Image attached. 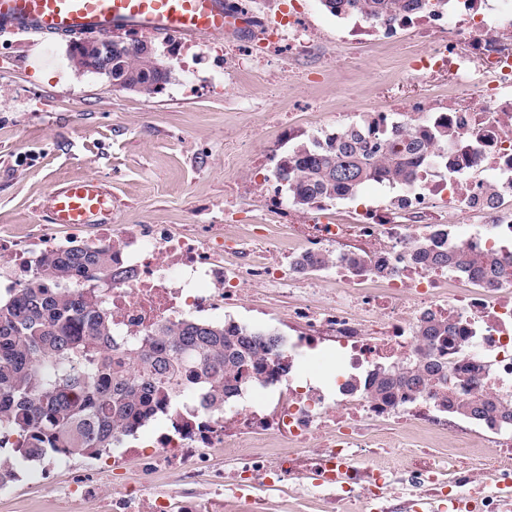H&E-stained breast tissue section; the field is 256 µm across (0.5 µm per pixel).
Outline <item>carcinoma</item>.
I'll use <instances>...</instances> for the list:
<instances>
[{"instance_id": "carcinoma-1", "label": "carcinoma", "mask_w": 512, "mask_h": 512, "mask_svg": "<svg viewBox=\"0 0 512 512\" xmlns=\"http://www.w3.org/2000/svg\"><path fill=\"white\" fill-rule=\"evenodd\" d=\"M333 15H359L375 23L399 21L447 0H322ZM171 79L145 46L112 44V86L146 98ZM448 123L426 129L401 125L381 128L379 115L362 114L328 136L302 145L282 160L277 178L297 206L354 197L370 182L392 186L411 183L431 148L452 140ZM430 267H460L491 277L499 272L494 257L461 250H426ZM112 267L110 246H67L31 260V285L0 294V484L17 479L16 466L42 464L61 456L96 458L118 448L158 416H173L183 395L192 393L205 410H219L235 396L243 372L266 373L270 355L277 370L288 373L279 337L241 326L184 318L162 325L142 339L128 357L112 348V324L97 290L88 283L121 278ZM425 339L448 343V323L433 317L420 329ZM405 362L386 379L376 372L370 398L385 402L395 390L422 392L426 387L448 402L444 369L417 374ZM453 413L495 427L512 419V408L485 396L453 404Z\"/></svg>"}]
</instances>
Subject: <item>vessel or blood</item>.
I'll use <instances>...</instances> for the list:
<instances>
[{
  "instance_id": "obj_1",
  "label": "vessel or blood",
  "mask_w": 512,
  "mask_h": 512,
  "mask_svg": "<svg viewBox=\"0 0 512 512\" xmlns=\"http://www.w3.org/2000/svg\"><path fill=\"white\" fill-rule=\"evenodd\" d=\"M246 15L224 0H0V32L104 35L136 30L157 37L197 40L246 29ZM117 202L110 186L93 177L58 183L41 204L51 223L107 224Z\"/></svg>"
}]
</instances>
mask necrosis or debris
I'll list each match as a JSON object with an SVG mask.
<instances>
[{"instance_id":"1","label":"necrosis or debris","mask_w":512,"mask_h":512,"mask_svg":"<svg viewBox=\"0 0 512 512\" xmlns=\"http://www.w3.org/2000/svg\"><path fill=\"white\" fill-rule=\"evenodd\" d=\"M409 23L432 37L411 71L447 78L448 92L422 105L391 106L383 118H400L407 127L444 120L456 136L401 194L355 211L350 224H310L289 215L283 238L271 237L264 224L252 225L245 238L224 224L102 225L116 266L127 272L100 291L118 350L160 324L212 316L259 291L271 304L293 297L288 356L300 368L282 384L273 378L248 384L244 398L222 411L178 412L150 442L125 443L97 477L110 481L130 458L140 470L134 480L113 484L111 494L93 497V485L78 481L47 488L48 504L67 508L92 498L98 512H266L257 483L273 486L290 474L351 460L348 477L304 485L302 493L323 501L325 512H341L347 503L371 505L373 512H421L438 497L446 512H504L512 468L501 460L512 458L511 431L492 433L503 453L487 463L498 486L492 492L470 458L483 422L448 418L428 393L405 392L380 405L363 394L376 368L431 351L456 382L458 398L490 395L512 407V0H453L450 11ZM453 217L466 222V234L450 231ZM423 242L494 255L501 272L488 281L427 266L418 253ZM318 252L329 253L332 263L315 275L303 263ZM29 258L27 246L0 239V285L21 287ZM378 263L390 275H373ZM428 314L447 320V347L419 340ZM331 348L336 370L313 385L303 366ZM368 422L387 425L394 448L427 434L452 441L448 453L413 456L411 504L388 497L389 470L366 461L372 442L361 426ZM217 449L236 469L213 466ZM442 473L444 488L435 481ZM164 480L176 485V494L160 490Z\"/></svg>"}]
</instances>
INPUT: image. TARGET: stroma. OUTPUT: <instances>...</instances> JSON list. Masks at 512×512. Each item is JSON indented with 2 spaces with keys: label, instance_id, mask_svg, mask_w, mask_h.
<instances>
[{
  "label": "stroma",
  "instance_id": "obj_1",
  "mask_svg": "<svg viewBox=\"0 0 512 512\" xmlns=\"http://www.w3.org/2000/svg\"><path fill=\"white\" fill-rule=\"evenodd\" d=\"M254 25L278 16L277 41L251 69L236 54L254 32L196 41L152 37L172 80L153 98L75 71L67 38L0 35V237L25 242L45 229L40 203L56 183L96 177L112 188L116 224H220L224 201L241 211L237 235L251 224L285 233L262 207V187L276 159L311 137L333 132L337 113L358 116L394 99L427 93L434 80L408 68L430 41L398 28L390 45L349 38L355 17L339 18L320 0H224ZM296 13L312 33L290 39L283 19ZM371 184L355 199L301 208L308 220L351 216L389 194ZM261 294L231 309L233 321L286 333L287 300L257 313Z\"/></svg>",
  "mask_w": 512,
  "mask_h": 512
}]
</instances>
